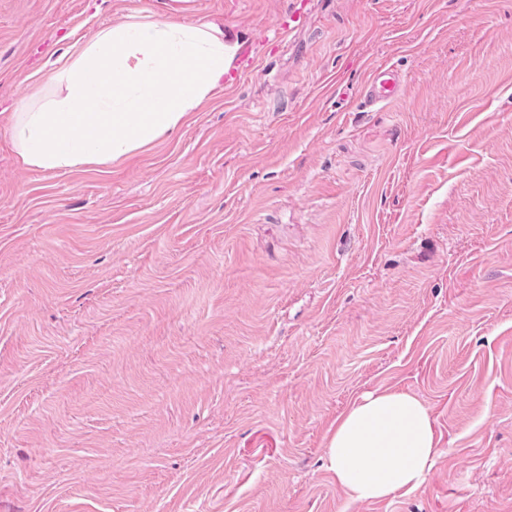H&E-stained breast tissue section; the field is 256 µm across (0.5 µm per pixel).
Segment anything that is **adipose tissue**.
Listing matches in <instances>:
<instances>
[{
    "instance_id": "adipose-tissue-1",
    "label": "adipose tissue",
    "mask_w": 512,
    "mask_h": 512,
    "mask_svg": "<svg viewBox=\"0 0 512 512\" xmlns=\"http://www.w3.org/2000/svg\"><path fill=\"white\" fill-rule=\"evenodd\" d=\"M233 55L215 23L131 18L99 31L53 73L62 95L15 113L10 132L20 163L107 167L174 136L211 98ZM439 454L426 404L386 389L337 418L327 469L351 500L379 501L424 484Z\"/></svg>"
}]
</instances>
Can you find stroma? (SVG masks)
Here are the masks:
<instances>
[{
    "label": "stroma",
    "instance_id": "35a3bbf8",
    "mask_svg": "<svg viewBox=\"0 0 512 512\" xmlns=\"http://www.w3.org/2000/svg\"><path fill=\"white\" fill-rule=\"evenodd\" d=\"M133 14L221 25L238 81L22 166L11 113ZM383 389L441 453L353 502L328 431ZM0 512H512V0H0ZM403 76L386 65L374 67L364 84L363 97L369 106L379 105L396 98L403 84Z\"/></svg>",
    "mask_w": 512,
    "mask_h": 512
}]
</instances>
